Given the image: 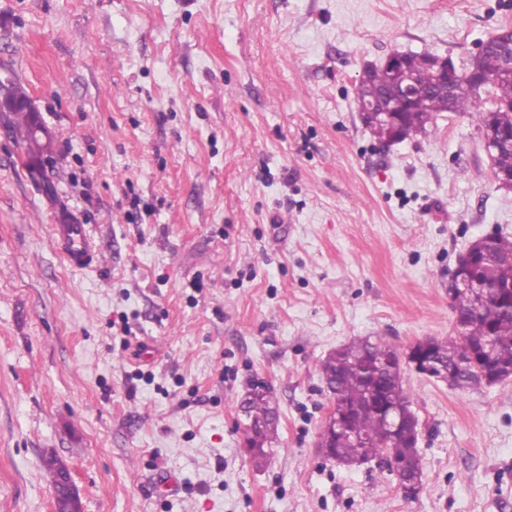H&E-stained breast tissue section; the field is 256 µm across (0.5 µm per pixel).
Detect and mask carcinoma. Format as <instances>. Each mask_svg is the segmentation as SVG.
I'll return each instance as SVG.
<instances>
[{
	"label": "carcinoma",
	"mask_w": 512,
	"mask_h": 512,
	"mask_svg": "<svg viewBox=\"0 0 512 512\" xmlns=\"http://www.w3.org/2000/svg\"><path fill=\"white\" fill-rule=\"evenodd\" d=\"M403 68L413 82L411 106L401 113V131L391 136L387 121H367L365 125L379 140L394 138L400 142L413 133L427 132L440 112H468L482 126L512 134V76H502L491 90L492 106H486L483 92L467 82L448 101L436 91L438 75L430 53H404ZM401 87L391 71L384 66L364 70L358 89V103L372 104L399 98ZM0 112L6 113L7 126L27 143L31 162L30 178L46 194L54 193L52 181L45 176L36 159L40 152L39 133L43 127L36 108L24 87L6 71L0 77ZM494 171L512 172V145L502 144L490 154ZM496 260L487 262L476 271L477 277L489 288L512 286V239L498 237L493 241ZM455 335L444 340L429 339V357L436 364L446 365L460 357L466 364L459 370L457 388L465 390L480 373L491 368H512V304L491 296L480 303L459 293L452 301ZM399 349L381 337L354 339L329 354L321 363L322 379L330 402L349 411L347 434L336 438L331 460L353 466L370 459L386 463L394 455L402 460L419 456L416 445L391 435L390 421L397 414L416 418L404 389L406 367L398 358ZM262 382L250 383L243 402L252 424L242 428L247 449L256 465H261L266 448L276 435L271 407L266 393L258 388Z\"/></svg>",
	"instance_id": "1"
}]
</instances>
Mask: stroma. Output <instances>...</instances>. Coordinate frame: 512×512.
<instances>
[{
  "instance_id": "obj_1",
  "label": "stroma",
  "mask_w": 512,
  "mask_h": 512,
  "mask_svg": "<svg viewBox=\"0 0 512 512\" xmlns=\"http://www.w3.org/2000/svg\"><path fill=\"white\" fill-rule=\"evenodd\" d=\"M512 0H0V68L47 129L29 178L0 121V512H52L51 455L80 512H512V380L414 371L421 488L324 460L320 363L349 340L454 331L448 280L512 238L470 114L384 147L366 66L466 67ZM89 225L72 269L50 227ZM277 435L255 466L251 382Z\"/></svg>"
}]
</instances>
